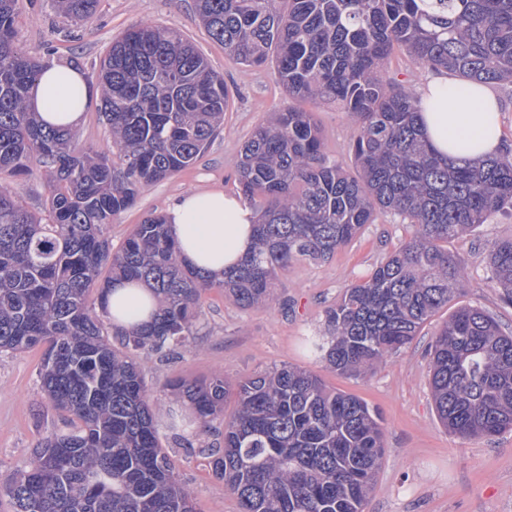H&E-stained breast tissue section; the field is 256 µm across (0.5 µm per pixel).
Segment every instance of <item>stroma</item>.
<instances>
[{
    "mask_svg": "<svg viewBox=\"0 0 512 512\" xmlns=\"http://www.w3.org/2000/svg\"><path fill=\"white\" fill-rule=\"evenodd\" d=\"M16 43L42 63L76 64L97 81L100 63L115 38L138 22L179 31L224 77L231 91L224 122L198 159L143 189L133 207L115 215L105 235L120 247L135 224L151 212L165 213L183 193L223 188L239 195L236 162L258 125L288 106L314 113L329 159L351 168L349 144L355 125L340 106L292 101L274 63L247 69L224 53L195 16L194 0H99L96 11L74 23L51 0H18ZM411 225L380 214L358 236L325 261H298L279 272L276 301L242 309L217 290L199 302L194 345L166 357H141L146 381L157 395L161 442L193 494L197 512H238L236 498L211 470L210 454L224 446L222 433H200L178 425L183 400L165 388L168 380H206L220 375L235 381L282 364L315 372L329 387L351 393L379 411L386 454L365 512H512V431L492 438L463 439L447 431L435 412L430 390V346L441 324L463 304L482 308L512 333V306L502 301L490 279L491 246L512 239V208L493 213L471 232L449 240L448 250L466 266L467 286L425 323L411 345L391 354L368 376L331 372L305 341L321 335L325 312L352 283L366 279L412 235ZM41 349L0 353V485L31 457L39 438L69 427L68 416L46 404L37 373Z\"/></svg>",
    "mask_w": 512,
    "mask_h": 512,
    "instance_id": "1",
    "label": "stroma"
}]
</instances>
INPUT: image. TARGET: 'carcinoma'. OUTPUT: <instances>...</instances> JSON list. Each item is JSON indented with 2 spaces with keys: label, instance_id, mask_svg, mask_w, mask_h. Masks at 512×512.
<instances>
[{
  "label": "carcinoma",
  "instance_id": "1",
  "mask_svg": "<svg viewBox=\"0 0 512 512\" xmlns=\"http://www.w3.org/2000/svg\"><path fill=\"white\" fill-rule=\"evenodd\" d=\"M78 23L99 0H52ZM213 40L244 67L275 53L288 96L340 103L356 133L355 169L323 151L314 113L290 108L258 126L240 152V190L258 215L253 249L216 280L183 265L165 217L150 213L112 251L103 228L142 187L189 166L228 105L224 78L177 30L136 23L101 62L100 112L108 154L80 150L76 134L46 128L28 110L42 64L15 42L17 0H0V351L45 347L38 375L70 428L38 440L0 494L13 512H196L154 424L143 354L188 347L202 293L218 289L242 309L274 299L278 272L323 261L378 213L413 234L326 311L327 335L307 348L344 376L372 372L412 343L465 286L448 240L512 206V153L484 161L440 156L418 123L421 98L388 74L396 47L418 64L469 82L512 83V0H196ZM47 173L43 211L30 213L9 179ZM492 281L512 305V239L489 252ZM141 281L153 322L116 332L109 285ZM430 387L443 426L462 438L512 429V335L484 310L461 306L430 350ZM206 429L224 424L216 479L239 512H364L385 454L379 414L281 365L235 384L222 376L170 383ZM235 410L224 418V405Z\"/></svg>",
  "mask_w": 512,
  "mask_h": 512
}]
</instances>
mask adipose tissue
<instances>
[{"label":"adipose tissue","mask_w":512,"mask_h":512,"mask_svg":"<svg viewBox=\"0 0 512 512\" xmlns=\"http://www.w3.org/2000/svg\"><path fill=\"white\" fill-rule=\"evenodd\" d=\"M448 75L432 73L423 88L420 121L437 153L482 159L503 150L500 102L487 85L474 84L466 99L448 98ZM98 91L86 75L66 63L44 65L28 97L30 111L43 123L77 129ZM257 215L240 199L220 190L184 193L166 212L168 229L184 264L222 278L253 244ZM155 301L145 286L114 282L108 298L113 324L131 329L149 321Z\"/></svg>","instance_id":"obj_1"}]
</instances>
